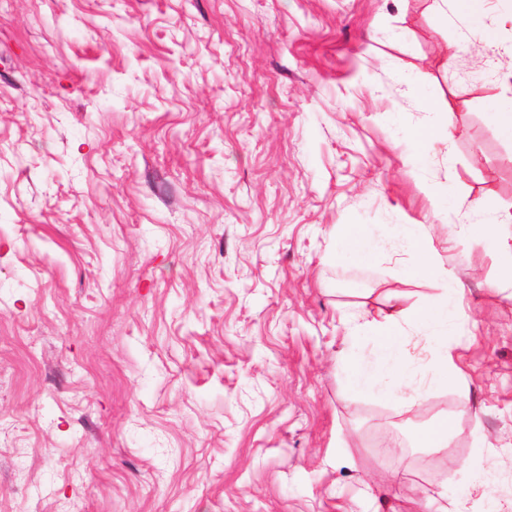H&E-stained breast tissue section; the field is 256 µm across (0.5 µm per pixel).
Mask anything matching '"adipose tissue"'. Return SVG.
Here are the masks:
<instances>
[{
    "label": "adipose tissue",
    "instance_id": "adipose-tissue-1",
    "mask_svg": "<svg viewBox=\"0 0 512 512\" xmlns=\"http://www.w3.org/2000/svg\"><path fill=\"white\" fill-rule=\"evenodd\" d=\"M460 311L458 293H441L427 305L416 309L390 307L365 320L381 354L380 361L370 367L358 364L349 369V384L357 393H374L386 398L397 397L401 382L398 374L402 363L398 353L403 340L402 323L423 324L430 328L447 327Z\"/></svg>",
    "mask_w": 512,
    "mask_h": 512
}]
</instances>
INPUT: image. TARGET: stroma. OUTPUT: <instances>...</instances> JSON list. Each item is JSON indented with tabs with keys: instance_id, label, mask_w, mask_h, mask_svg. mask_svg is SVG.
Listing matches in <instances>:
<instances>
[{
	"instance_id": "35a3bbf8",
	"label": "stroma",
	"mask_w": 512,
	"mask_h": 512,
	"mask_svg": "<svg viewBox=\"0 0 512 512\" xmlns=\"http://www.w3.org/2000/svg\"><path fill=\"white\" fill-rule=\"evenodd\" d=\"M473 29L437 0H0V512H512V92ZM427 237L469 387L435 455L431 334L416 401L344 371L362 315L436 295ZM334 233L342 240L343 250L359 265H368L377 258L376 246L372 234L358 225L338 226ZM455 424L453 415H443L422 428L415 436V443L430 452L439 453L448 448Z\"/></svg>"
}]
</instances>
